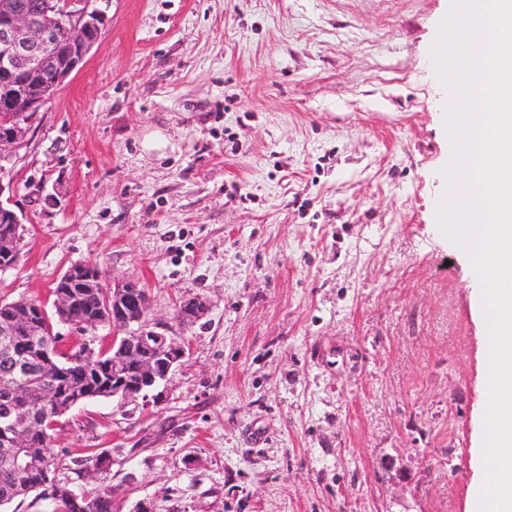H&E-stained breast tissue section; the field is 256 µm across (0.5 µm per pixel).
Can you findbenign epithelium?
<instances>
[{
	"label": "benign epithelium",
	"mask_w": 512,
	"mask_h": 512,
	"mask_svg": "<svg viewBox=\"0 0 512 512\" xmlns=\"http://www.w3.org/2000/svg\"><path fill=\"white\" fill-rule=\"evenodd\" d=\"M71 0H40L31 10L18 0H0V160L4 151L19 149L25 142L27 125L51 100L85 61L99 41L105 18L99 10L71 9ZM0 178V271L15 268L21 259L24 237L23 214L10 199L3 198ZM80 284L98 297L93 315L79 311L69 284ZM52 291V308L32 300L15 303L24 311L0 323V356L12 362L0 375V458L8 460L18 477L32 471L52 473V460L43 445L51 441L50 431L59 418L82 404L79 390L63 399L38 380V367L16 355L15 346L24 336H37L40 358L60 355L63 337L54 324L70 325L82 332L89 328H112V344L96 346V337L78 336L68 348L90 361L112 355V383L103 387L105 396L123 408L138 401L147 406L157 398L155 391L166 382L187 355L185 343L157 331L150 319L147 290L137 280H114L105 285L97 268L73 264ZM209 307L201 298L185 300L178 318L185 326L204 318ZM54 495L79 500L85 512L95 509L96 500L78 497L71 488L56 484Z\"/></svg>",
	"instance_id": "7a95c632"
}]
</instances>
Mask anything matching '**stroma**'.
Masks as SVG:
<instances>
[{
    "mask_svg": "<svg viewBox=\"0 0 512 512\" xmlns=\"http://www.w3.org/2000/svg\"><path fill=\"white\" fill-rule=\"evenodd\" d=\"M106 28L22 148L0 298L136 279L189 353L158 405L62 417L114 512H474L481 283L441 232L448 0H94ZM209 305L198 323L180 301ZM112 460L99 480L69 469ZM0 174V271L14 269L20 262L24 237V216L12 207L10 196L2 199L5 192ZM209 307L201 298L185 300L179 306L178 318L184 326L197 323L208 313Z\"/></svg>",
    "mask_w": 512,
    "mask_h": 512,
    "instance_id": "35a3bbf8",
    "label": "stroma"
}]
</instances>
